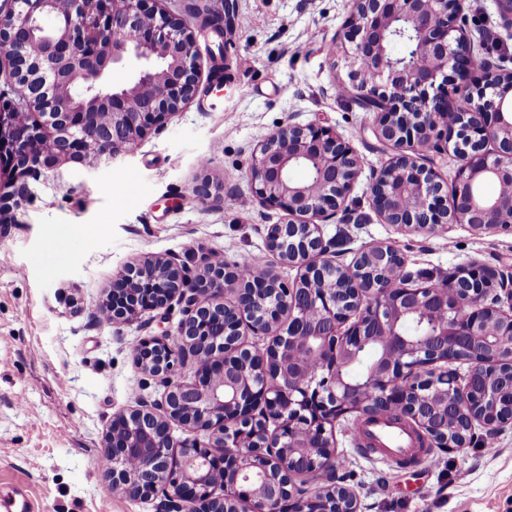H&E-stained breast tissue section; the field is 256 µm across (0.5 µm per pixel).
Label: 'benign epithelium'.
<instances>
[{
	"label": "benign epithelium",
	"instance_id": "1",
	"mask_svg": "<svg viewBox=\"0 0 512 512\" xmlns=\"http://www.w3.org/2000/svg\"><path fill=\"white\" fill-rule=\"evenodd\" d=\"M6 2L0 56L8 71L0 74L14 97L0 92V150L10 165L0 212L26 200L27 178L41 169L60 158L116 157L196 92L193 32L148 0ZM460 12L461 0H352L337 51L349 91L379 115L376 139L394 151L370 184L371 204L384 223L407 231L465 224L512 233V193L481 191L486 182L512 188V72L479 57L457 25ZM210 17L224 24L217 37L232 33L233 0ZM398 23L412 32L404 63L388 49ZM450 85L463 97L448 124L439 117ZM443 143L461 159L451 189L404 151ZM359 172L350 147L312 125L283 127L254 151L255 196L292 216L267 238L282 262L302 270L291 283L269 270L243 280L210 262L194 274L164 258L113 278L114 323L174 297L183 309L176 336L136 349L138 367L164 392L112 417L101 451L112 489L141 499L162 491L157 512H357L355 493L335 479L339 418L396 406L448 451L472 444L478 426L512 424V273L460 266L439 294L410 287L405 275L390 278L404 267L391 243L336 260L322 225ZM413 320L420 329L408 336ZM248 331L269 342L248 343ZM379 341L363 378L351 375L359 353ZM188 357L194 380H173ZM309 359L318 365L312 377ZM452 363L467 365L465 378L439 369ZM171 419L208 432L207 440L176 437ZM217 471L221 486L212 482Z\"/></svg>",
	"mask_w": 512,
	"mask_h": 512
}]
</instances>
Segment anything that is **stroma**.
<instances>
[{"instance_id": "stroma-1", "label": "stroma", "mask_w": 512, "mask_h": 512, "mask_svg": "<svg viewBox=\"0 0 512 512\" xmlns=\"http://www.w3.org/2000/svg\"><path fill=\"white\" fill-rule=\"evenodd\" d=\"M351 0H236L244 25L220 43L198 35V89L176 114L129 152L112 159L63 161L30 180V195L0 227V492L23 487L37 512H156V499L114 492L99 464L113 415L139 396L160 397L159 381L135 363L132 343L175 335L182 317L172 302L112 324L97 319L112 277L128 265L175 258L193 272L218 252L228 266L261 257L266 269L294 281L299 271L267 247V233L288 222L254 199V150L278 129L315 124L340 136L362 172L343 209L323 224L343 262L376 243H393L408 271L442 278L479 262L512 271V234L448 224L432 235L402 231L373 210L370 182L392 152L373 135L375 113L338 93L347 71L332 48ZM461 25L483 56L512 70V34L495 0H464ZM496 43L484 40L485 30ZM228 68L215 77V58ZM209 183L211 197L194 189ZM250 202L240 211L239 200ZM81 232L71 260L47 256L63 227ZM495 451L475 446L431 449L401 468L336 438V462L358 497L359 512H512V424L494 435Z\"/></svg>"}]
</instances>
